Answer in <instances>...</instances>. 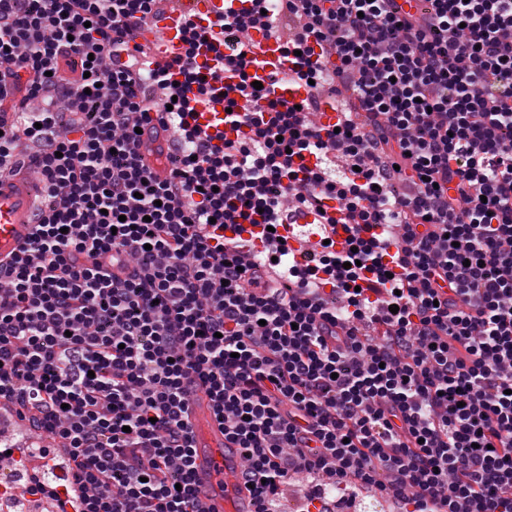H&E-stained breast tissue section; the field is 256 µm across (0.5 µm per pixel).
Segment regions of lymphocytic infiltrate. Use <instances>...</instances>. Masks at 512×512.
<instances>
[{"label": "lymphocytic infiltrate", "mask_w": 512, "mask_h": 512, "mask_svg": "<svg viewBox=\"0 0 512 512\" xmlns=\"http://www.w3.org/2000/svg\"><path fill=\"white\" fill-rule=\"evenodd\" d=\"M155 2L0 0V87L25 81L0 179L19 138L42 144L36 229L0 263V405L63 444L58 512H195L196 379L254 512L295 469L319 480L303 512L336 486L401 512H512V0H286L311 95L219 144L189 96L205 32L184 29L180 83L128 51ZM251 3L214 39L272 33L271 0ZM343 87L361 119L316 126ZM157 111L183 142L165 181L138 155ZM291 204L356 214L350 250L300 260L272 236L257 263L225 239Z\"/></svg>", "instance_id": "1"}]
</instances>
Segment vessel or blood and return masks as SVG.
Returning <instances> with one entry per match:
<instances>
[{
    "label": "vessel or blood",
    "instance_id": "obj_1",
    "mask_svg": "<svg viewBox=\"0 0 512 512\" xmlns=\"http://www.w3.org/2000/svg\"><path fill=\"white\" fill-rule=\"evenodd\" d=\"M228 4L239 11L250 6L249 0H169L168 8L155 24L135 29L132 41L153 43L159 60L171 61L183 50V24L190 21L201 28L216 24L223 19L224 7ZM239 54L248 61L252 79L263 85L260 98H238L239 113L263 112L272 102L284 111L308 96L305 87L287 81L288 74L297 70L298 65L295 56L288 53L284 40L252 29L233 44L214 48L199 46L196 62L211 92L201 96L195 104L198 122L208 133L223 132L228 140L236 139L237 132L225 119L224 88L238 83L239 78L235 72L225 69L224 63L228 56ZM168 145V131L159 119L145 124L141 152L146 165L161 181L168 178L170 171L159 162L157 152ZM36 212V199L28 177L0 182V261L9 260L25 243L35 226ZM320 221L317 212L292 210L279 233L286 237L291 249L306 251L315 246L317 238L313 235L301 238L296 229ZM188 391L194 446L193 475L200 512H249L252 496L243 484L239 454L225 440L224 426L214 416L206 389L192 385Z\"/></svg>",
    "mask_w": 512,
    "mask_h": 512
}]
</instances>
